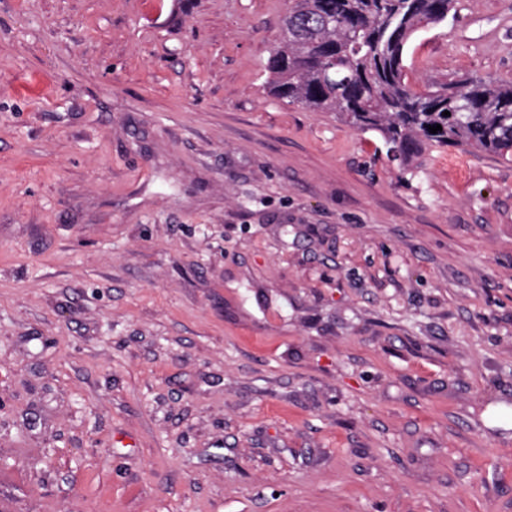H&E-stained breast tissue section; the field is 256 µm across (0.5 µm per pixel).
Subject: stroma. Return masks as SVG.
Instances as JSON below:
<instances>
[{
    "mask_svg": "<svg viewBox=\"0 0 512 512\" xmlns=\"http://www.w3.org/2000/svg\"><path fill=\"white\" fill-rule=\"evenodd\" d=\"M284 12L0 0V512H512V161L273 97Z\"/></svg>",
    "mask_w": 512,
    "mask_h": 512,
    "instance_id": "stroma-1",
    "label": "stroma"
}]
</instances>
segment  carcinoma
I'll return each instance as SVG.
<instances>
[{"label": "carcinoma", "mask_w": 512, "mask_h": 512, "mask_svg": "<svg viewBox=\"0 0 512 512\" xmlns=\"http://www.w3.org/2000/svg\"><path fill=\"white\" fill-rule=\"evenodd\" d=\"M453 0H288L265 84L279 99L334 112L378 133L407 167L432 147L467 146L512 159V80L465 79L417 93L404 57L422 25L448 19ZM450 115L444 116L442 112ZM441 125L432 134L428 126Z\"/></svg>", "instance_id": "carcinoma-1"}]
</instances>
